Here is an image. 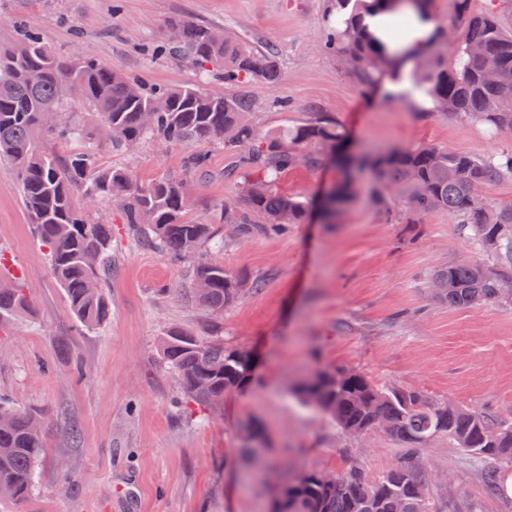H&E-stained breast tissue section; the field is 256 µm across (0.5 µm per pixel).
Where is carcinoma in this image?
Listing matches in <instances>:
<instances>
[{
	"label": "carcinoma",
	"instance_id": "1",
	"mask_svg": "<svg viewBox=\"0 0 512 512\" xmlns=\"http://www.w3.org/2000/svg\"><path fill=\"white\" fill-rule=\"evenodd\" d=\"M471 0H457L452 21H445L443 0H330L328 27L319 48L345 65L364 91L397 95L385 81L406 70L415 78L432 108L485 124L497 132L512 130V0H489L475 11ZM402 8L390 25L400 41L416 23H434L422 63L418 56L390 53L377 34L364 24L370 11ZM179 38L151 48L155 56L188 60L201 73L217 80L275 81L280 76L274 56L235 35L207 25L175 21ZM16 38L0 47V159L17 170L21 194L37 236L63 289L71 313L85 328L106 322L112 307L102 292L111 270L112 227L94 224L75 206L84 196L91 208L105 201L122 206L127 228L147 235L156 249L178 261L195 257L198 247L224 244L211 224L184 220L190 197L188 178L209 172L206 153L193 151L184 160V175L162 176L135 186L117 168L96 165L92 142L65 162L48 152L43 139L71 141L81 136L73 123L47 126L44 112L65 110L71 96L79 97L100 115L112 136V146L130 148L145 138L192 145L213 141L224 147L228 173L239 174L245 206L224 204L219 223L235 233L280 234L301 224L306 202L277 190L280 178L298 165L336 166L339 181L320 201L333 216L351 197V173L367 170L375 183L377 203L414 224L433 211H447L460 224L463 236L491 257L489 264L460 260L435 271L430 281L436 296L451 306L495 302L512 308V293L502 291L499 267L512 265V205H497L479 194L503 181H512V148L487 158L418 145L374 155L352 157L344 151L341 127L325 118L298 124L285 133L262 134L252 120L249 98L224 96L195 86L147 87L91 59L66 61L56 56L35 29L20 22ZM482 55L473 57L469 46ZM495 69L502 83L484 77ZM288 149H283V146ZM308 145L315 150L306 152ZM245 283L224 265L200 262L193 269L186 299L216 321L242 297ZM31 309L20 285L0 282V326ZM216 334L195 335L173 327L164 334L160 358L175 375L186 400L204 408L224 403L251 378L247 361L234 357ZM297 400L313 406L344 434L359 436L379 430L406 448H421L434 437L446 436L477 461L488 463L486 489L493 496L508 494L501 473L512 470V420L436 401L405 385L379 386L354 369L323 367L295 391ZM246 447L260 467L271 463L259 453L263 432L252 423L241 428ZM44 435L39 416L0 402V492L12 500L25 498L42 456ZM432 475L401 459L382 475L369 479L357 468L334 473L331 480L316 471L285 476L274 512H429L425 490Z\"/></svg>",
	"mask_w": 512,
	"mask_h": 512
}]
</instances>
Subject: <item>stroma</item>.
Returning <instances> with one entry per match:
<instances>
[{
  "label": "stroma",
  "mask_w": 512,
  "mask_h": 512,
  "mask_svg": "<svg viewBox=\"0 0 512 512\" xmlns=\"http://www.w3.org/2000/svg\"><path fill=\"white\" fill-rule=\"evenodd\" d=\"M327 0H0V43H11L19 18L41 30L54 50L91 58L151 84L198 83L184 59L151 56L172 21L207 24L272 52L279 81L223 83L246 95L260 131L283 132L323 117L336 122L355 152L432 145L487 157L512 147V133L438 112L421 97L392 101L363 94L336 57L319 49ZM85 138L99 146L100 167L128 169L145 185L183 170L185 146L146 139L113 149L86 103L69 108ZM210 172L194 180L185 213L214 222L225 202H240L225 176L222 148L203 144ZM334 168L289 170L282 191L318 201L336 182ZM374 183L359 184L331 220L313 211L284 235L246 240L223 232V247L198 256L224 264L253 284L224 314V344L250 350L252 378L207 412L184 407L158 341L171 326L203 334L212 319L181 294L187 262L127 233L122 211L104 202L93 221L112 227V271L102 291L111 317L86 330L74 319L53 277L22 201L15 167L0 160V256L31 299L0 331V400L45 419L36 483L0 512H271L274 470L256 474L240 454V426L259 424L270 456L289 471L351 467L375 478L404 453L380 431L352 437L294 388L326 366L352 368L375 383L410 385L426 395L498 419H512V310L494 303L451 307L436 300L429 276L479 258L459 234L455 216L435 211L418 224L387 220ZM432 471L430 512H512V499L490 496L485 465L447 437L420 449Z\"/></svg>",
  "instance_id": "obj_1"
}]
</instances>
